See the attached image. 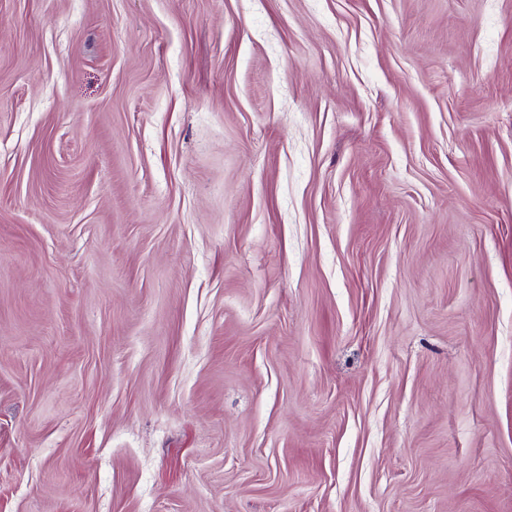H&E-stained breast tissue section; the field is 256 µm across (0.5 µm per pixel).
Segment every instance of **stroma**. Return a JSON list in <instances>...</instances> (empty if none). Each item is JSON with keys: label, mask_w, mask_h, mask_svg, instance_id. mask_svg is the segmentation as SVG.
I'll use <instances>...</instances> for the list:
<instances>
[{"label": "stroma", "mask_w": 512, "mask_h": 512, "mask_svg": "<svg viewBox=\"0 0 512 512\" xmlns=\"http://www.w3.org/2000/svg\"><path fill=\"white\" fill-rule=\"evenodd\" d=\"M0 512H512V0H0Z\"/></svg>", "instance_id": "35a3bbf8"}]
</instances>
